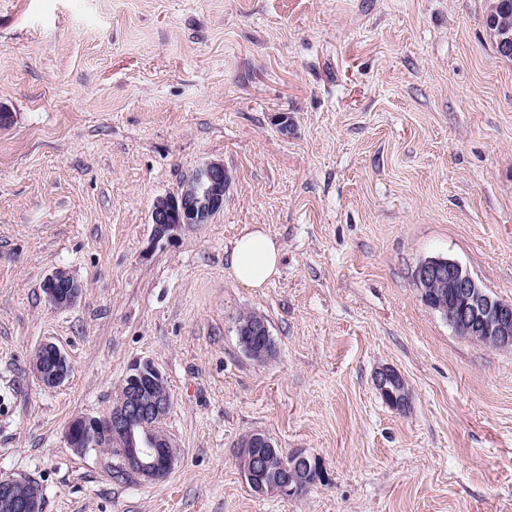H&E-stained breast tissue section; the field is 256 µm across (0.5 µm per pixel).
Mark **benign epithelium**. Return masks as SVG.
<instances>
[{"instance_id":"obj_1","label":"benign epithelium","mask_w":512,"mask_h":512,"mask_svg":"<svg viewBox=\"0 0 512 512\" xmlns=\"http://www.w3.org/2000/svg\"><path fill=\"white\" fill-rule=\"evenodd\" d=\"M232 176L224 164L200 165L179 191L157 199L151 211L153 240L170 238L189 224H207L224 209V196ZM422 299L439 313L460 336L493 346H512V303L491 296L455 260L429 258L416 269ZM46 301L54 308L74 305L81 285L68 272L56 270L42 283ZM239 343L258 362L275 355V344L265 318L256 317L236 324ZM33 369L41 381L55 387L70 373L67 354L55 343H41L33 355ZM165 377L151 360L133 363L123 379L120 395L108 417L78 415L65 431L68 447L78 454L90 449L111 448L119 455L123 469L144 480H160L169 475L176 462L174 445L158 428L170 411L172 401L160 392ZM375 385L388 403L403 409L409 389L402 375L391 367L375 372ZM242 475L252 491L294 497L323 473L318 458L301 453L284 463L272 440L263 432H253L241 443ZM20 480L0 478V509L3 512H42L41 490L17 492Z\"/></svg>"}]
</instances>
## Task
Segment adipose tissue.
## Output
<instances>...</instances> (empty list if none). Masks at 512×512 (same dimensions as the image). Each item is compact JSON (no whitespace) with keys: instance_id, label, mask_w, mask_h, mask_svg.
Returning a JSON list of instances; mask_svg holds the SVG:
<instances>
[{"instance_id":"ef3b65f1","label":"adipose tissue","mask_w":512,"mask_h":512,"mask_svg":"<svg viewBox=\"0 0 512 512\" xmlns=\"http://www.w3.org/2000/svg\"><path fill=\"white\" fill-rule=\"evenodd\" d=\"M282 251L264 226L245 228L234 240L229 266L234 279L244 287H266L279 274Z\"/></svg>"}]
</instances>
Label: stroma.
<instances>
[{
	"label": "stroma",
	"mask_w": 512,
	"mask_h": 512,
	"mask_svg": "<svg viewBox=\"0 0 512 512\" xmlns=\"http://www.w3.org/2000/svg\"><path fill=\"white\" fill-rule=\"evenodd\" d=\"M487 7L0 0V475L35 480L43 512H512V347L457 336L414 278L449 258L512 302V62ZM210 161L232 174L223 211L153 242L155 200ZM251 224L283 249L258 291L228 263ZM58 269L82 286L61 310L41 288ZM247 312L275 342L262 363ZM46 340L71 365L52 388ZM139 359L172 398L156 481L64 438ZM254 431L324 481L255 494ZM236 333L245 353L257 362H265L275 355V344L270 340L272 335L265 318H249L237 323ZM255 336H265L266 342L254 343L252 340ZM32 363L37 376L49 387L61 384L68 377L71 368L67 354L50 341L37 347ZM375 385L388 403L397 408L404 409L409 401V389L402 375L391 367H382L376 371Z\"/></svg>",
	"instance_id": "stroma-1"
}]
</instances>
